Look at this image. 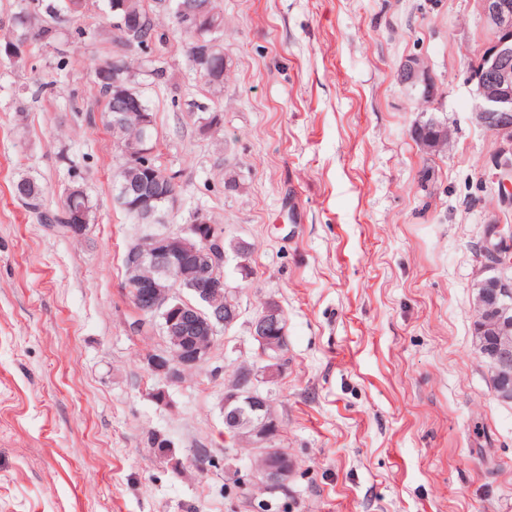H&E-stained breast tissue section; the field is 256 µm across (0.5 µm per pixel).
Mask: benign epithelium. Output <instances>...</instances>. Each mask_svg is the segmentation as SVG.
<instances>
[{
    "mask_svg": "<svg viewBox=\"0 0 512 512\" xmlns=\"http://www.w3.org/2000/svg\"><path fill=\"white\" fill-rule=\"evenodd\" d=\"M482 15L489 38L480 49L481 68L470 73L467 83L475 92L476 115L499 140L494 158L498 177L512 184V0H481ZM180 26L198 35L222 30L220 20L194 0H181L175 6ZM113 31L125 49L138 47L134 25L115 20ZM195 66L214 82L221 80L213 70L209 53L196 55ZM401 84L422 88V102L435 96L428 67L418 57L405 60L399 67ZM112 128L120 129L129 118L136 119L141 130L139 144L122 148V158L140 169H149L150 179L124 185L116 198L119 206L132 210L143 224V233L126 254L127 284L131 301L139 315L149 317L165 336L168 350L148 359L150 369L169 380L181 371L206 362L216 336L239 318L235 291L227 284L224 230L202 211L191 214L177 232L163 230L168 207L177 189L168 182L169 173H158L151 162L155 146L150 129L154 115L144 110L141 101L126 88L121 71L112 67ZM80 194L68 192L66 207L70 215L69 234L81 237L87 229L86 211L79 205ZM484 267L491 275L476 284V336L481 356L491 368L496 398L512 402V238H506L499 226L487 232L482 248ZM190 292L183 297L178 288ZM250 334L258 343L265 365L259 371L239 372L235 383L224 392V426L234 441L254 448L256 472L265 488L285 487L294 463L286 452L275 447L279 426L272 402L258 383L272 382L280 374L287 350V319L274 300L263 303L250 323Z\"/></svg>",
    "mask_w": 512,
    "mask_h": 512,
    "instance_id": "benign-epithelium-1",
    "label": "benign epithelium"
}]
</instances>
